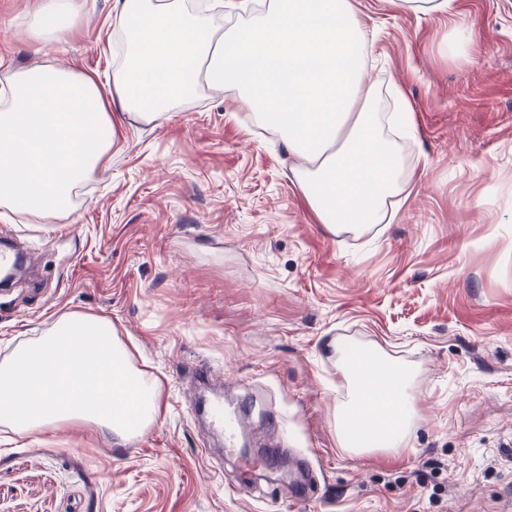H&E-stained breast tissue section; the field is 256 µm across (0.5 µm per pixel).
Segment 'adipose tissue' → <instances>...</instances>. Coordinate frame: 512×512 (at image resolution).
Masks as SVG:
<instances>
[{
  "label": "adipose tissue",
  "mask_w": 512,
  "mask_h": 512,
  "mask_svg": "<svg viewBox=\"0 0 512 512\" xmlns=\"http://www.w3.org/2000/svg\"><path fill=\"white\" fill-rule=\"evenodd\" d=\"M77 14L76 0H40L30 42L63 39ZM113 19L125 42L108 88L48 64L11 73L0 92V208L41 220L71 215L75 188L112 157L116 115L159 124L202 87L232 86L299 156L297 181L320 223L359 233L384 221L386 200L405 188L403 157L363 81L372 50L354 0H268L221 34L205 12L174 0H114ZM344 370L338 448L403 453L410 372L357 355ZM159 395L111 322L91 314L62 315L0 362V424L19 434L85 422L125 441L157 420Z\"/></svg>",
  "instance_id": "adipose-tissue-1"
}]
</instances>
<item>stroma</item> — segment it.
<instances>
[{
    "label": "stroma",
    "instance_id": "35a3bbf8",
    "mask_svg": "<svg viewBox=\"0 0 512 512\" xmlns=\"http://www.w3.org/2000/svg\"><path fill=\"white\" fill-rule=\"evenodd\" d=\"M38 2L0 0V86L41 64L107 82L113 0H77L71 36L36 51ZM354 3L378 59L364 82L381 104L402 89L411 109L400 148L420 177L386 223L320 224L299 159L231 87L203 88L158 126L124 121L72 215L0 217V242L39 256L0 288V361L63 314L96 315L157 379L161 408L122 443L79 423L0 426V512H512V0H457L464 65L442 51L447 16ZM343 351L417 368L404 454L338 448ZM201 364L223 380L226 413L250 402L254 447L277 428L287 480H244L259 461L237 451L202 455ZM304 465L306 502L292 495Z\"/></svg>",
    "mask_w": 512,
    "mask_h": 512
}]
</instances>
